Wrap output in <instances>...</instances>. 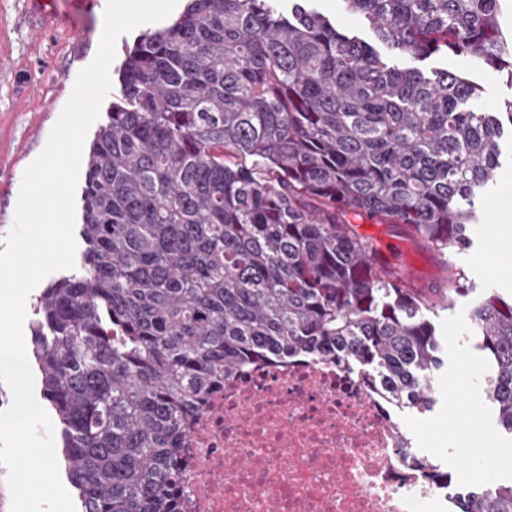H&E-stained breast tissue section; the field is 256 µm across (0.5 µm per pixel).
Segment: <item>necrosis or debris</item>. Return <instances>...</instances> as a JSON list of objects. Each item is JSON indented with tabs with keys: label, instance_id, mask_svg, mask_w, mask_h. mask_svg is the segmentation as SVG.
I'll return each mask as SVG.
<instances>
[{
	"label": "necrosis or debris",
	"instance_id": "1",
	"mask_svg": "<svg viewBox=\"0 0 512 512\" xmlns=\"http://www.w3.org/2000/svg\"><path fill=\"white\" fill-rule=\"evenodd\" d=\"M385 386L313 358L225 376L181 444L182 512H452Z\"/></svg>",
	"mask_w": 512,
	"mask_h": 512
}]
</instances>
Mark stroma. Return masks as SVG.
I'll return each mask as SVG.
<instances>
[{"instance_id": "stroma-1", "label": "stroma", "mask_w": 512, "mask_h": 512, "mask_svg": "<svg viewBox=\"0 0 512 512\" xmlns=\"http://www.w3.org/2000/svg\"><path fill=\"white\" fill-rule=\"evenodd\" d=\"M107 0H52L54 19L45 23L28 0H0V251L13 227L26 168L43 151L50 132L67 103L80 70L96 56L103 30ZM433 66L468 77L489 105L512 98V79L506 73L479 68L462 57L436 58ZM360 233L376 247L388 250L390 261L407 273L418 289L444 287L446 264L454 262L473 272V289L456 297L452 306L430 313L442 338L444 364L433 380L436 403L427 411L403 409V420L418 456L452 476L451 486L466 491L485 476L512 479V436L501 432L489 401L483 365L470 335L473 303L487 292L512 298V271L500 273L484 261L486 240L477 234L466 251L450 260L411 238L396 224L359 222ZM463 378L462 391L450 383ZM486 438L499 452L496 466H481L478 438Z\"/></svg>"}]
</instances>
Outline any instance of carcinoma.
<instances>
[{
  "label": "carcinoma",
  "mask_w": 512,
  "mask_h": 512,
  "mask_svg": "<svg viewBox=\"0 0 512 512\" xmlns=\"http://www.w3.org/2000/svg\"><path fill=\"white\" fill-rule=\"evenodd\" d=\"M341 2L385 52L309 0H188L126 47L88 153L83 272L44 289L31 325L82 512H179L190 414L257 359L309 355L379 378L399 406L434 403L428 312L469 293L467 273L428 297L376 266L348 216L443 257L470 244L512 99L482 106L425 63L465 56L512 80V33L504 0ZM471 320L512 434V300L491 292ZM458 509L512 512V483Z\"/></svg>",
  "instance_id": "carcinoma-1"
}]
</instances>
